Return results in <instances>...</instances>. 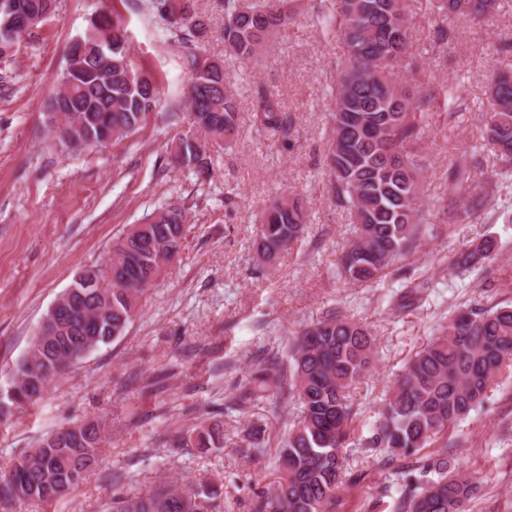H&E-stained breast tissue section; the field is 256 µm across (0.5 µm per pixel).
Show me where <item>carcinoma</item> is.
Masks as SVG:
<instances>
[{
    "label": "carcinoma",
    "mask_w": 512,
    "mask_h": 512,
    "mask_svg": "<svg viewBox=\"0 0 512 512\" xmlns=\"http://www.w3.org/2000/svg\"><path fill=\"white\" fill-rule=\"evenodd\" d=\"M56 0H35L31 15L0 0V58L8 59L22 37L52 13ZM226 54L245 63L260 58L300 14V0H221ZM182 52L192 73L189 91L166 121L178 125L181 110L210 140L202 144L176 134L168 143L174 162L209 175L210 148H226L240 133L238 95L226 71L200 72L210 18L198 0H133ZM498 0H426L441 20L486 17ZM317 21L321 34L344 44L331 89L330 133L324 154L329 192L349 211L356 239L342 251L338 275L350 284L380 281L394 261L408 257L430 227L424 200L427 157L420 141L431 113L461 99L462 86H415L409 59L412 34L403 0H323ZM129 35L118 12L91 19L64 57L68 85L51 99L45 128L62 153L82 152L118 142L147 124L160 100V86L149 70L129 56ZM491 108L478 115L483 139L494 157L491 175L512 179V74L495 77ZM257 126L283 141L294 136L293 118L277 95L256 84L251 92ZM449 202L438 206L448 223H462L492 209L494 198L471 183L463 157L448 168ZM309 215L294 193L275 195L255 227L254 247L261 270L273 272L283 251L302 240ZM188 209L171 202L154 210L112 242L107 264L86 265L48 308L28 350L16 359L11 386L0 396V424L11 410L41 399L48 388L88 356L126 334L138 303L161 276L186 239ZM488 238L453 260L460 273L482 271L493 253ZM426 280L405 282L393 296L392 310L418 308ZM377 358L368 328L331 309L289 343L286 354H271L224 393L215 411L197 406L187 427L164 428L162 448H224L225 414L237 419L263 405L276 420L283 406L295 405L296 422L282 437H265L257 423L237 445L246 458L270 456L282 476L255 494L251 512H327L345 476L342 448L354 433L359 411L351 388L365 380ZM512 366V305L491 301L457 307L439 336L402 366L381 403L371 435L362 447L382 450V466L392 480L380 493H397L394 512H466L477 491L475 478L453 464L456 442L448 428L468 418L488 399L496 380ZM105 429L92 419L60 426L21 453L0 478V504L60 502L100 467ZM223 485L213 481L153 484L137 494L118 495L104 512H212L220 508Z\"/></svg>",
    "instance_id": "carcinoma-1"
}]
</instances>
